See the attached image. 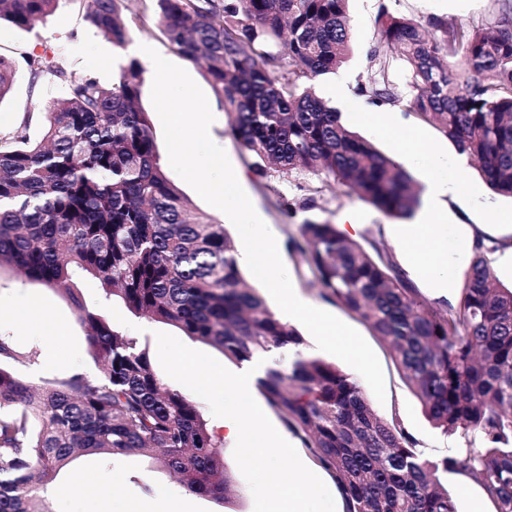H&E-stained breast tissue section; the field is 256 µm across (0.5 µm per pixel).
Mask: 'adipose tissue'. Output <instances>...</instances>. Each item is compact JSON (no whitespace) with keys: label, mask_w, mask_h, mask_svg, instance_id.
<instances>
[{"label":"adipose tissue","mask_w":512,"mask_h":512,"mask_svg":"<svg viewBox=\"0 0 512 512\" xmlns=\"http://www.w3.org/2000/svg\"><path fill=\"white\" fill-rule=\"evenodd\" d=\"M416 136L401 143L431 171L427 192L430 199L419 224L405 238L406 272L427 282L430 287L448 290L458 287L461 272L468 268L477 249L484 247L491 266L512 270V216L490 213L485 224H450L439 202L456 194L461 184L442 171L439 156L433 152H416Z\"/></svg>","instance_id":"1"}]
</instances>
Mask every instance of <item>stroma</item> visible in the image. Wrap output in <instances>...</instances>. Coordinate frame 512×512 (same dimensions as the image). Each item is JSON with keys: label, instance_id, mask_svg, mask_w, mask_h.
I'll return each mask as SVG.
<instances>
[{"label": "stroma", "instance_id": "1", "mask_svg": "<svg viewBox=\"0 0 512 512\" xmlns=\"http://www.w3.org/2000/svg\"><path fill=\"white\" fill-rule=\"evenodd\" d=\"M384 5L393 15H407L423 24L438 16L453 25L477 26L484 22L492 3L491 0H350L351 51L336 72L318 78L317 89L321 95H328L330 85L335 80H343L348 91L354 94L342 110L344 120L381 151L393 155L397 152L396 139L383 132L380 120L365 116L364 100L355 94L357 86L365 83L371 74L370 51L379 10ZM131 42L149 45L168 61L184 68L205 93L215 117L210 136L227 153L255 211L275 236L293 286L306 301L357 330L376 354L385 378V400L375 403V410L387 418L399 415L404 428L417 440L426 456L440 459L455 452L456 440L431 427L385 345L355 315L328 302L321 296L319 288L310 286L305 265L288 252L286 243L296 233L297 223L282 214L278 200L294 194L293 182L276 175L265 181L251 176L250 158L231 135L229 118L200 65L182 56L159 30L148 33L133 30ZM44 52L54 55L75 76H93L105 83L111 81L129 56L128 49L112 45L85 22L80 0H61L52 14L30 30L1 22L0 55L15 62L16 75L11 92L0 101V136L14 133L26 118L31 121L30 135L38 136L47 107L64 94L65 86L60 81L45 79L35 83L30 78L25 56ZM394 114L403 132L418 133L423 150L437 152L449 175L465 183L464 192L446 200L449 223L483 224L489 211L512 212V199L488 189L476 163L459 154L446 137L432 126L417 121L403 108H395ZM319 205L338 224L344 223L347 215H354L359 225L354 239L366 246L373 242L384 245L394 260H401L399 240L409 228L408 221L385 216L342 187L337 188L335 195L320 199ZM79 286L89 307L102 306V290L96 280L82 279ZM105 309L114 325L142 338L149 354L157 352L155 335L159 332L181 338L193 349L202 352L207 349L206 344L184 335L175 326L132 315L120 302L110 303ZM40 316L49 318L56 325V341H48L42 336L36 323ZM0 336L10 338L17 349L38 352L36 367L20 365L16 368L17 375L31 385L39 386L46 379L62 377L79 369L90 376L98 372L86 330L67 298L47 286L21 282L7 270L0 272ZM233 451V442L225 441L222 456L234 491L222 503L186 491L167 470L150 458L118 456L105 462L99 456L86 455L58 476L59 493L50 498L49 512H112L113 502L123 499L137 501L141 512H155L160 502L168 499L177 502L179 512H254L252 491L237 466Z\"/></svg>", "mask_w": 512, "mask_h": 512}]
</instances>
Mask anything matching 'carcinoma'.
Listing matches in <instances>:
<instances>
[{"label":"carcinoma","mask_w":512,"mask_h":512,"mask_svg":"<svg viewBox=\"0 0 512 512\" xmlns=\"http://www.w3.org/2000/svg\"><path fill=\"white\" fill-rule=\"evenodd\" d=\"M61 0H0V21L33 28ZM85 20L118 47L131 40L122 0H85ZM348 0H150L160 32L201 63L231 117L234 139L258 179L308 178L278 201L289 219L318 209L342 185L389 217L409 219L422 191L392 156L342 120L316 79L348 55ZM431 30L381 6L375 69L359 94L406 107L477 160L495 193L512 198V0H493L487 29ZM461 56L468 69L453 67ZM32 83L66 86L44 113L0 139V270L65 293L99 374H70L35 388L9 363L34 352L0 337V512H48L47 490L83 454L156 458L188 490L219 503L231 481L222 442L194 402L163 386L140 337L86 305L80 277L104 303L171 324L241 363L258 352L294 351L257 388L314 460L329 472L344 512H457L445 476L476 479L494 512H512V286L482 253L464 273L455 305L426 303L376 245L367 248L328 218L298 224L288 250L323 297L357 316L387 345L432 426L465 447L429 459L398 416L373 407L336 363L304 353L299 331L278 318L240 272L234 239L191 209L167 178L150 117L140 105L144 68L128 59L106 84L74 77L44 53L27 59ZM404 77L410 93L401 90ZM15 72L0 56V101Z\"/></svg>","instance_id":"cac0c4a2"}]
</instances>
